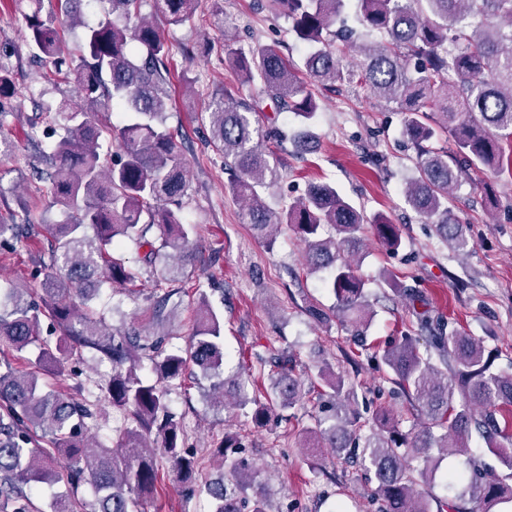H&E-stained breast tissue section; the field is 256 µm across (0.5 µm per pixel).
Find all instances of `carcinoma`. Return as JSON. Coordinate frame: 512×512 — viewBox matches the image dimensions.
Here are the masks:
<instances>
[{
	"label": "carcinoma",
	"instance_id": "obj_1",
	"mask_svg": "<svg viewBox=\"0 0 512 512\" xmlns=\"http://www.w3.org/2000/svg\"><path fill=\"white\" fill-rule=\"evenodd\" d=\"M25 23L24 45L33 59L73 80L74 96L55 107L57 134L46 160L52 204L66 220L49 223L43 212L25 211V223L0 224V249L35 226L49 234L42 279L0 293V344L17 353L36 347L38 370L20 372L0 361V512H33L32 494L61 482L50 512H141L159 479L164 459L187 486L195 484L197 460L187 447L183 418L170 407L171 387L194 367L206 379L224 367V315L199 293L195 333L185 347H166L167 307L178 290L182 266L196 257L195 227L185 222L181 204L190 189L189 163L166 127L172 106L171 45L161 28L141 11L145 0H13ZM160 18L170 24L192 19L196 0H155ZM257 6L292 20L291 32L306 48L298 68L275 46L255 40L247 46L224 36V52L240 82L259 85L276 115L306 120L318 109L310 82L367 90L402 115V132L415 151V175L404 190L405 204L434 224L438 237L458 254L472 244L448 202L461 179L472 173L512 171V0H257ZM354 8L358 27L346 24ZM79 27L72 48L61 32ZM14 51L0 48V100L15 93ZM123 110L128 120L114 127L105 119ZM253 105L221 88L209 103L208 145L224 159L229 188L243 204L246 223L273 249L276 232L291 226L304 243L309 273L329 270L325 286L336 304L331 312L307 308L318 321L336 317L353 332L360 347L374 316L360 272L366 228L387 251L402 246L397 225L378 215L367 220L355 203L329 183H311L304 196L280 210L264 199L279 181L278 161L268 145L285 134L254 119ZM120 147L106 166L102 142ZM94 230L88 235L86 228ZM156 230L154 238L147 234ZM128 242L143 251L160 294L152 304L156 332L116 327L97 314L94 300L105 284L131 285L137 273L122 251ZM381 281L395 293L420 300L391 273ZM46 317L54 340L42 338ZM425 343L407 330L380 357L392 383L417 404L420 428L402 432L376 428L361 438L357 416H346L354 396L341 376L324 363L316 376L294 374L291 360L277 358L269 385L252 378H221L219 388L245 411L255 428L272 414L295 408L316 392L328 415L315 420L308 436L317 447L332 448L343 459L372 474L381 512H431L417 489L435 469L433 450L468 453L472 432L511 470L512 372L493 370L482 342L443 317L425 319ZM88 349L112 364L101 391L123 423L112 429V447L84 434L91 411L82 402L48 389L40 372H63V361ZM449 365L446 373L431 353ZM151 373L143 372V360ZM49 438L65 458L57 469L36 432ZM240 437L227 435L215 454L227 460ZM423 460L424 467L411 466ZM253 475L246 458L231 463L227 478L204 484L212 512H267V497L244 493ZM91 499L78 497L83 486ZM448 485L492 512L512 504V486L496 476L466 478L456 470Z\"/></svg>",
	"mask_w": 512,
	"mask_h": 512
}]
</instances>
